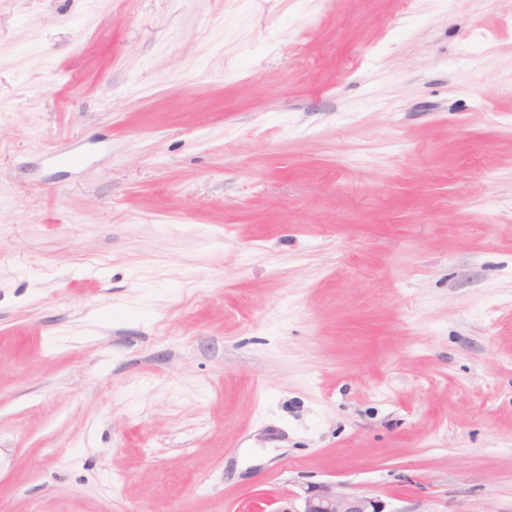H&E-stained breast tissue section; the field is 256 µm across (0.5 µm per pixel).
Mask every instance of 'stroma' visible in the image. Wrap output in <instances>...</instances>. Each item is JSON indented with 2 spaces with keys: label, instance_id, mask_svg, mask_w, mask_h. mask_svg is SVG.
Returning <instances> with one entry per match:
<instances>
[{
  "label": "stroma",
  "instance_id": "1",
  "mask_svg": "<svg viewBox=\"0 0 512 512\" xmlns=\"http://www.w3.org/2000/svg\"><path fill=\"white\" fill-rule=\"evenodd\" d=\"M512 512V0H0V512ZM297 501L288 499L277 512H388L376 497L340 491L330 484L311 485Z\"/></svg>",
  "mask_w": 512,
  "mask_h": 512
}]
</instances>
